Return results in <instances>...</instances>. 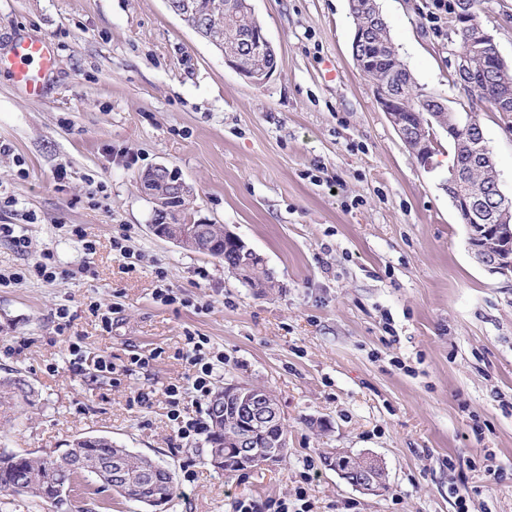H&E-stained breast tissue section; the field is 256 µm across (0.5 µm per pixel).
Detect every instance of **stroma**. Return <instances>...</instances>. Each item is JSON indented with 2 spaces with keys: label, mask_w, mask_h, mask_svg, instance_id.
Instances as JSON below:
<instances>
[{
  "label": "stroma",
  "mask_w": 512,
  "mask_h": 512,
  "mask_svg": "<svg viewBox=\"0 0 512 512\" xmlns=\"http://www.w3.org/2000/svg\"><path fill=\"white\" fill-rule=\"evenodd\" d=\"M378 4L419 85L468 112L448 74V22L424 17L432 0ZM252 5L278 53L259 85L165 0H0V49L21 33L50 39L56 57L39 98L0 70V192L20 200L0 224H24L30 240L24 254L0 241V274L46 250L60 270L0 285V377L18 372L34 390L0 407V452L109 436L170 468L161 512H232L240 499L298 512L300 492L310 512H457L461 494L468 512H512V284L476 262L439 187L451 145L427 170L401 142L354 64L348 0ZM483 7L512 66V0ZM480 118L512 194V124ZM158 164L193 186L192 220L238 235L275 289L257 293L222 261L151 234L138 176ZM163 284L174 303L156 300ZM190 334L224 354L214 390L241 382L277 399L278 465L228 477L207 463L206 437L177 436L166 388L185 377ZM334 448L376 455L383 493L325 467ZM0 512L144 510L80 479L64 510L0 495Z\"/></svg>",
  "instance_id": "1"
}]
</instances>
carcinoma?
<instances>
[{"label":"carcinoma","mask_w":512,"mask_h":512,"mask_svg":"<svg viewBox=\"0 0 512 512\" xmlns=\"http://www.w3.org/2000/svg\"><path fill=\"white\" fill-rule=\"evenodd\" d=\"M233 14L222 25H212L202 36L211 42L226 46H243V36L254 35L256 19L248 0H226ZM370 0H349L350 14L355 27L363 32L364 42L360 51L380 56L376 69H366L362 74L373 80L385 79L405 98L403 111L409 112L417 102L423 100L431 105L441 96L419 87L412 72L400 59L392 40L388 24L382 13L370 12ZM246 46V45H244ZM246 68L270 67L274 60L256 40H250L241 57ZM483 62H478L475 76L478 101L471 107L472 118L481 122L480 111L493 108V103L505 90L512 89V70H500L486 80L479 79ZM212 239L211 257L224 261V268L233 272L240 265L253 266V288H274V278L264 267L256 266L255 255L220 237L223 225H210ZM33 393L21 379L0 380V398L8 403L18 395L25 397ZM210 419L209 461L226 475L249 469L237 459L234 449L224 437V419L208 412ZM97 478L116 494L154 510L166 505L174 493L171 471L154 463L146 456L134 453L114 444L105 436H83L72 440L68 447L33 455L29 452H0V494L28 495L52 503L62 502L61 487L71 485L77 478Z\"/></svg>","instance_id":"cac0c4a2"}]
</instances>
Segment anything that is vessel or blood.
Returning <instances> with one entry per match:
<instances>
[{
	"mask_svg": "<svg viewBox=\"0 0 512 512\" xmlns=\"http://www.w3.org/2000/svg\"><path fill=\"white\" fill-rule=\"evenodd\" d=\"M6 64L14 82L30 97H40L46 76L55 68L51 44L43 39H18L9 55L0 54V64Z\"/></svg>",
	"mask_w": 512,
	"mask_h": 512,
	"instance_id": "obj_1",
	"label": "vessel or blood"
}]
</instances>
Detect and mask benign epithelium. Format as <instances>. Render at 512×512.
I'll list each match as a JSON object with an SVG mask.
<instances>
[{
	"mask_svg": "<svg viewBox=\"0 0 512 512\" xmlns=\"http://www.w3.org/2000/svg\"><path fill=\"white\" fill-rule=\"evenodd\" d=\"M165 3L171 12L196 31L224 23L223 7L218 3L211 5L204 16L192 10L187 3L177 4L174 0H165ZM453 20L454 26L465 32V48L448 44V64L453 73L462 79L463 86L473 90L476 84L472 79L471 57L488 46H495L494 38L484 25L472 20L470 0H461ZM224 61L254 84L263 83L275 72L273 67L245 71L241 69L240 56L232 52L224 53ZM374 87L381 109L392 128L424 168L430 170L433 167L432 145L436 144L438 133L447 134L448 139L462 147L468 145L469 121L448 123L443 120V115L431 113L425 119L412 123L405 118L399 100L386 82L376 81ZM139 183L142 194L153 204V218L149 224L153 235L180 247H191L203 255L209 254L211 236L207 224L185 219L184 207L169 204L172 199L185 200L192 194L191 187L179 172L159 164L144 172ZM440 187L467 227L468 243L477 263L488 273L512 281V237L502 234L501 225L490 223V215L483 204L484 190L476 185H464L460 174L455 171L441 180ZM493 191L500 197L494 214L500 221L511 219L512 199L497 184ZM224 390L235 395L238 402L237 411L224 421L230 442L241 449L245 460L260 457L266 453V448L255 447L253 438L263 426L282 421L276 399L264 390L238 382L226 384ZM330 461L332 470L343 481L365 495H376L385 485V468L373 455L338 452L331 456Z\"/></svg>",
	"mask_w": 512,
	"mask_h": 512,
	"instance_id": "7a95c632",
	"label": "benign epithelium"
}]
</instances>
